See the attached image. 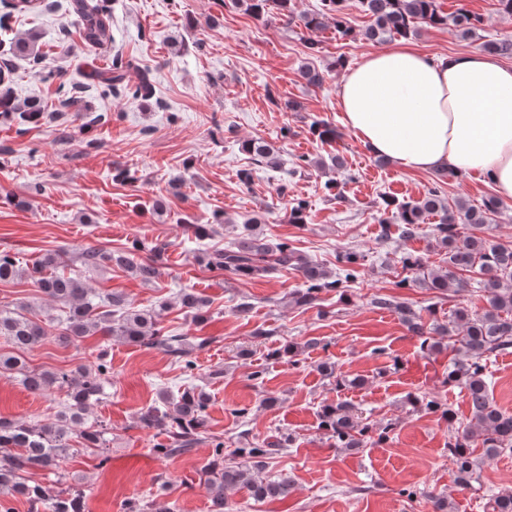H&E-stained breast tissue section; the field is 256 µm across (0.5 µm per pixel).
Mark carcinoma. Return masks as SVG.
Listing matches in <instances>:
<instances>
[{
    "mask_svg": "<svg viewBox=\"0 0 512 512\" xmlns=\"http://www.w3.org/2000/svg\"><path fill=\"white\" fill-rule=\"evenodd\" d=\"M269 0H232L236 7L256 18H262ZM279 14L288 21H298L308 33L306 47L310 53L319 51V41L314 34L322 31L329 16H334L336 30L346 36L350 28L343 16L345 0H321L318 10L296 13L295 0H275ZM364 11L372 18L364 37L372 42H385L407 38L416 33V25L433 27L453 25L462 37L476 33L480 17L460 8L450 16L442 12L437 0H361ZM69 11L79 21L81 40L92 47L112 43V18L99 0H70ZM0 51L5 56H27L39 59L36 38H21L14 42L0 41ZM130 64L120 54L110 59L102 82L119 85L124 82ZM306 84L318 88L324 84L325 75L306 64L301 67ZM153 83L144 72L139 82L130 89L135 99H146L153 94ZM242 150L252 156L255 164L271 158L267 144L256 139L242 142ZM385 208L395 210L403 233L411 236L415 225L425 223L429 216L439 217L434 231L438 246L448 250V268L430 270L421 257L408 253L401 259L403 267L416 273L415 283L442 295L457 294L475 281L477 289L485 293L488 307L473 313L463 306L456 307L450 323L459 329L456 354L448 370V384L466 390L470 419L455 440L448 443V457L454 470L456 485L472 488L479 483L481 466L503 453L512 452V414L499 408L490 399L486 381V365L491 355L512 349V245L495 243L475 234L463 235L459 225L469 224L477 229L490 223L500 208L501 201L488 195L478 206L463 199L445 204L440 188L428 189L416 202L398 203L392 199ZM168 244L164 242L136 241L132 249L112 251L86 247L79 253L81 263L88 268L116 265L129 270L143 283L154 281L160 275ZM143 252L145 256L135 257ZM364 255L347 251L339 256L338 272L331 273L286 242H275L256 228L250 227L230 245L206 254V265L212 271L236 277H252L277 270H296L303 282L290 294L291 303L305 307L319 300L320 294L345 292L348 283L356 277L355 266ZM63 253L53 251L32 268L27 275L45 299L61 308L57 318L63 339H80L101 334L146 348L160 349L180 363L184 375L190 377L196 364L189 359L194 350H202L212 342L210 338L178 336L165 330L155 309L136 307L121 293L101 294L81 279L60 270ZM22 275L13 256L0 252V282L13 281ZM377 304L396 310L407 330L421 339V349L428 354L443 349L441 341L430 335L420 312L407 303L381 299ZM181 308L195 321L207 319L209 304L194 292L179 296ZM32 308L25 303H0V337L8 346L23 351L48 336L42 321L31 316ZM111 370L110 360L101 352L97 361L81 365L71 371L48 372L30 369L16 355H0V375L19 379L28 391L42 393L54 388L65 392L62 409L56 419L47 423H27L0 416V512H12L5 497L22 495L31 503V512H39L44 502L42 491L23 481L24 474L33 469L55 472L69 456L80 448H105L109 442L108 429L95 422L87 424L89 409L101 401ZM164 408L150 406L140 416L144 428L165 433L168 442L155 448L157 454L171 458L190 451L204 433L208 405L206 393L189 389L174 398L160 394ZM321 429L334 440L338 448H363L367 444L386 441L394 429L393 423L375 429L359 414L344 404H327L320 414ZM285 447V440L277 438L236 448L231 459L224 457V442L213 443L212 461L208 464L206 493L210 512H224L226 492L245 488L259 500L283 499L291 489L286 475L275 478L261 476L266 460ZM482 448L479 457L474 448ZM83 491L69 487L53 500L50 512H82ZM491 512H512V492L494 495L488 502Z\"/></svg>",
    "mask_w": 512,
    "mask_h": 512,
    "instance_id": "obj_1",
    "label": "carcinoma"
}]
</instances>
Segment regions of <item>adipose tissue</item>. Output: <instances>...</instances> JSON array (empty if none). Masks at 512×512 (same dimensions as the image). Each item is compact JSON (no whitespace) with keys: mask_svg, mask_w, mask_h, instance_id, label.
I'll return each instance as SVG.
<instances>
[{"mask_svg":"<svg viewBox=\"0 0 512 512\" xmlns=\"http://www.w3.org/2000/svg\"><path fill=\"white\" fill-rule=\"evenodd\" d=\"M336 95L371 154L407 171L486 174L512 200V67L495 56L429 57L403 43L346 68Z\"/></svg>","mask_w":512,"mask_h":512,"instance_id":"1","label":"adipose tissue"}]
</instances>
